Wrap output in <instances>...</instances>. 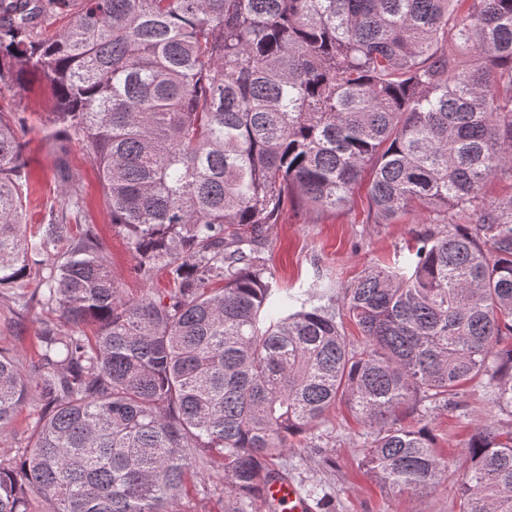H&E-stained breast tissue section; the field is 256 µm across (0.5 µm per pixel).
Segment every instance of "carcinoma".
Instances as JSON below:
<instances>
[{"instance_id":"carcinoma-1","label":"carcinoma","mask_w":512,"mask_h":512,"mask_svg":"<svg viewBox=\"0 0 512 512\" xmlns=\"http://www.w3.org/2000/svg\"><path fill=\"white\" fill-rule=\"evenodd\" d=\"M32 78L55 98L61 209L27 233L25 124L0 110V290L37 282L15 313L59 320L32 376L0 348V428L35 403L30 442L0 454V512H174L213 477L259 512L339 399L375 427L364 472L423 492L445 468L401 412L484 378L509 420L465 444L460 512H512V198L483 195L512 176V0H0V88ZM73 138L166 293L122 294L79 222ZM368 166L376 223L421 205L436 228L410 264L345 285L354 347L332 288L279 287L260 247L286 198L342 208Z\"/></svg>"}]
</instances>
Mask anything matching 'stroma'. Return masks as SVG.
<instances>
[{
	"label": "stroma",
	"instance_id": "stroma-1",
	"mask_svg": "<svg viewBox=\"0 0 512 512\" xmlns=\"http://www.w3.org/2000/svg\"><path fill=\"white\" fill-rule=\"evenodd\" d=\"M0 107L25 118L24 155L31 168L26 219L41 223L59 199L57 148L44 131L55 109L52 91L43 81L22 89L5 87L0 89ZM68 159L85 197L83 223L92 225L100 237L125 296L141 295L145 286L134 272L135 260L122 231L112 225L96 169L81 142L70 144ZM368 187V181H361L345 208L336 211L288 201L278 223L268 225L264 233L263 255L279 284L299 291L317 278L332 284L339 300L343 285L368 268L404 262L418 237L429 230L428 215L412 209L392 223H374ZM10 296V291L0 292V347L16 354L29 373L38 362V333L51 314L35 304L23 317H16ZM498 415L494 394L484 382L465 385L447 407L434 413L406 409L402 422L419 421L428 427L447 471L445 481L422 493L384 488L363 472L360 462L371 429L341 401L330 411L327 423L299 437L279 468L298 487L323 486L330 496L326 512H459L455 484L466 464L463 446L476 428ZM240 507L239 495L217 479L188 484L176 504L177 512H239Z\"/></svg>",
	"mask_w": 512,
	"mask_h": 512
}]
</instances>
